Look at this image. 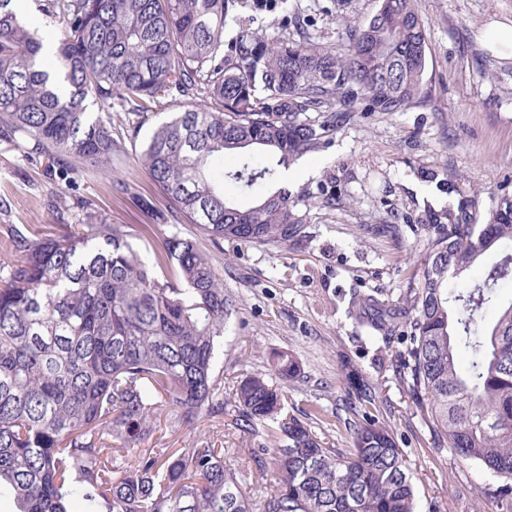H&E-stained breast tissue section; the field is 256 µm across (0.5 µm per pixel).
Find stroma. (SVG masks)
<instances>
[{"mask_svg": "<svg viewBox=\"0 0 512 512\" xmlns=\"http://www.w3.org/2000/svg\"><path fill=\"white\" fill-rule=\"evenodd\" d=\"M318 1L322 10L315 19V38L327 45L344 41L348 22L365 20L378 8V0H349L342 10L335 9L334 0ZM417 9L428 38L426 105L357 116L337 129L325 148L289 167V193L332 185L341 196V208L314 211L311 243L287 249L226 241L217 247L201 240L194 225H181L180 231L201 240L224 279L225 293L238 301L217 342L225 388L242 374L268 372L272 352L288 353L305 372L287 388L289 412L320 406L324 415L316 432L331 446L345 448L353 414L344 365L352 363L378 387L371 411L391 426L404 450L416 512H507L487 492L497 477L434 444L391 367L401 342L368 337L347 313L356 290L378 288L385 298L397 300L415 269L413 255L423 248L421 233L408 230L396 241L376 236L372 225L392 212L421 216L451 203V196L421 178L420 170H447L459 193L467 196L512 193V57L489 49L484 37L490 22H512V0H417ZM179 109L178 101L170 100L143 123L136 114H123L125 125L137 127V140L127 141L126 154L110 178L83 180L75 192L48 159L26 160L0 142V225L51 224L52 201L68 223H78L80 198L97 202L113 223H153L154 212L168 204L138 166L137 156L142 140ZM120 179L133 182L147 206L113 188ZM198 439L228 449L241 469L252 466L253 448L274 445L266 433L243 436L214 420L184 431L167 410L158 415L149 442L157 448H185Z\"/></svg>", "mask_w": 512, "mask_h": 512, "instance_id": "stroma-1", "label": "stroma"}]
</instances>
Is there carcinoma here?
I'll use <instances>...</instances> for the list:
<instances>
[{"label": "carcinoma", "instance_id": "carcinoma-1", "mask_svg": "<svg viewBox=\"0 0 512 512\" xmlns=\"http://www.w3.org/2000/svg\"><path fill=\"white\" fill-rule=\"evenodd\" d=\"M12 2L0 0V140L62 163L70 186L112 173L137 135L116 128L113 113L143 118L174 95L188 108L138 155L170 202L169 233L112 224L85 200L78 226H3L14 260L0 270V497L14 512H415L405 453L370 413L375 387L354 366L357 420L345 449L312 430L321 407L285 411V385L304 377L291 356L224 394L216 341L236 301L178 229L195 224L215 244L303 246L312 209L341 201L334 191L291 196L279 167L324 148L357 112L424 102L427 35L415 0H379L337 49L311 39L304 9L292 11L294 37L254 28L279 21L286 0H250L244 17L243 0H42L58 23L47 37L64 93L42 70L38 29ZM401 220L425 234L403 293L394 303L357 293L349 313L371 335L406 343L400 383L434 439L512 480V302L492 326L480 323L512 284V194L462 196ZM135 239L149 243L152 263ZM492 249L500 258L480 282L453 287ZM167 407L186 430L205 417L243 434L267 427L276 447L254 449L246 474L208 441L151 448ZM270 473L276 486L259 502L242 492L247 477Z\"/></svg>", "mask_w": 512, "mask_h": 512}]
</instances>
